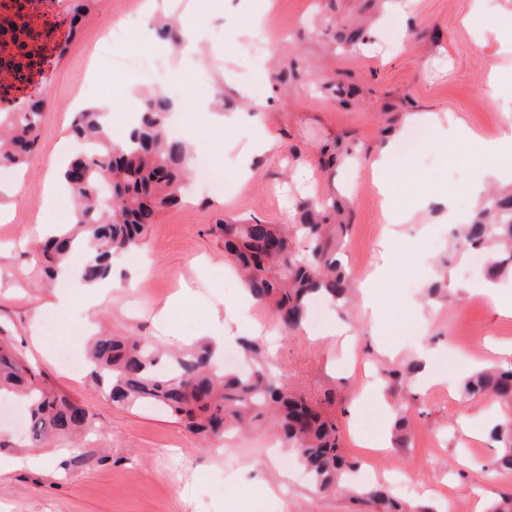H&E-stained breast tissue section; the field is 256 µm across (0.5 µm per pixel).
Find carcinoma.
Segmentation results:
<instances>
[{"mask_svg": "<svg viewBox=\"0 0 512 512\" xmlns=\"http://www.w3.org/2000/svg\"><path fill=\"white\" fill-rule=\"evenodd\" d=\"M37 39L28 24L14 22L0 29V76L10 83L28 82L37 64L17 61L18 53ZM172 101L159 93L142 96L141 117L117 142L103 120L102 109L90 105L78 113L74 136L88 150L73 157L63 171L75 221L58 226L43 242L37 258L48 278L59 266L79 255L85 282L112 277V256L139 248L156 218L181 200L189 164L188 146L168 129ZM40 103L27 110H0V166L20 168L40 135ZM299 223L268 224L258 218L230 219L213 224L209 234L224 243L225 255L235 261L252 297L264 305L287 330L298 328L317 296L345 299L353 284L334 251L336 223L341 207L336 200L302 202ZM307 244V254L292 250L294 238ZM493 238L501 246L489 272L512 277V195L489 196L475 218L463 225L460 240L482 244ZM243 349L253 362L247 373L221 370L208 345L195 352L167 359L150 344L132 337L104 335L92 340L86 365L92 379L108 390L109 400L122 406L161 405L203 441L219 439L229 430H247L270 421L280 443L291 449L310 475L313 488L326 493L340 486L352 465L343 454L336 419L325 406L330 393L314 400L268 371L261 344L245 341ZM472 396L512 398V367L479 371L463 386ZM20 397L27 406L32 446L41 447L51 436L88 430L94 415L83 405L51 389L26 362L24 354L0 340V394ZM502 444L497 468L512 470V429L494 432ZM374 512H401L398 501L380 486L362 492Z\"/></svg>", "mask_w": 512, "mask_h": 512, "instance_id": "carcinoma-1", "label": "carcinoma"}]
</instances>
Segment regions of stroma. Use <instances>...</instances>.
<instances>
[{
    "label": "stroma",
    "mask_w": 512,
    "mask_h": 512,
    "mask_svg": "<svg viewBox=\"0 0 512 512\" xmlns=\"http://www.w3.org/2000/svg\"><path fill=\"white\" fill-rule=\"evenodd\" d=\"M142 2L97 0L93 15L75 29L63 0H40L41 64L20 90L0 97V109L13 111L32 99L46 102L27 167L0 180L10 206L0 220V336L57 391L83 403L96 423L80 446L58 439L33 448L25 408L0 400V512H370L351 494L314 492L293 455L275 447L269 423L203 446L167 410L113 405L85 374L69 372L58 359L63 348L84 352L87 339L105 330L165 350L223 334L238 283L228 278L233 266L210 225L253 217L291 223L300 202L325 198L335 180L345 186L347 227L338 240L347 272L357 285L374 269L387 274L384 330L375 334L359 298L343 309L324 306L318 321L294 332L258 304L253 315L265 327L261 338L277 347L269 364L312 397L335 390L347 458L366 482L389 487L404 512L421 505L428 512H476L480 506L490 512L503 494H512V472L493 469L500 445L484 418L491 413L512 423V402L466 395L456 364L464 359L476 370L512 364V355L488 348L512 343V314H502L486 297L487 277L475 270L473 249L454 246L438 207L421 210L416 223L405 225L406 242L396 251L381 248L379 201L363 162L410 112L446 110L481 135L498 134L512 111V51L478 47L463 24L472 0H250L244 13L241 0H209L203 7L196 0H165L167 10L196 13L201 22V51L189 78L214 82L228 111L248 112L253 100L271 101L263 123L277 148L239 185L224 146L247 140L251 129L214 124L200 103L171 113V132L207 154L224 175V191L198 189L190 202L162 212L135 258L116 265L109 285L95 296L76 276L63 287L48 283L33 251L39 227L53 218L49 197L58 189L57 171L72 154L75 97L89 102L120 95L130 113L140 110L143 81L114 64L128 47L102 48L99 35L112 21L138 14ZM250 21L266 29V53H259L256 40L239 38L241 25ZM358 22L367 43L340 45L339 34ZM95 66L111 67L112 83L89 92L83 75ZM228 69L235 82L247 85L246 94L223 83ZM413 137L422 148L408 162L425 176L397 185V195L413 201L465 192L478 155L447 158L427 148L424 130ZM443 269L468 283L469 291L429 297L427 288ZM183 285L189 292L173 314L177 333L169 336L157 315ZM60 297L71 300L70 314L55 308ZM416 302L430 315L428 330L418 326ZM333 317L357 332L355 344L324 337ZM423 347L431 351L437 385L426 387L416 375L388 399L408 420L409 446L367 450L380 416L368 400L357 413L347 412L348 399L363 389L351 379L354 370L371 377L391 363L415 360ZM266 484L274 495H258Z\"/></svg>",
    "instance_id": "35a3bbf8"
}]
</instances>
